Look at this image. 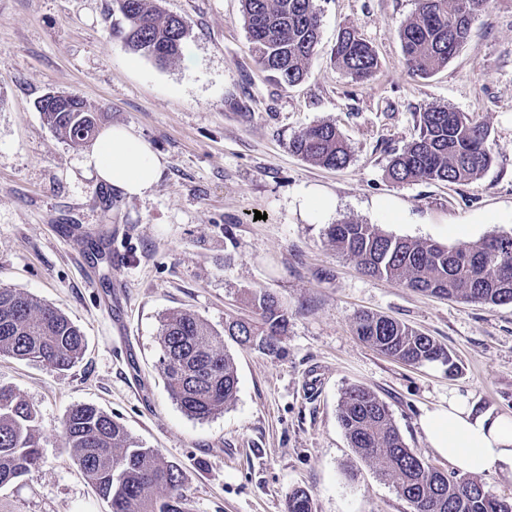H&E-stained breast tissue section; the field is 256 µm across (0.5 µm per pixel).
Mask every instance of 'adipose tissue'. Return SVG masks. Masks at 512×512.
I'll return each mask as SVG.
<instances>
[{"instance_id": "1", "label": "adipose tissue", "mask_w": 512, "mask_h": 512, "mask_svg": "<svg viewBox=\"0 0 512 512\" xmlns=\"http://www.w3.org/2000/svg\"><path fill=\"white\" fill-rule=\"evenodd\" d=\"M83 164L98 183L129 199L150 196L164 168L163 159L125 126L102 130ZM421 425L430 448L461 473L512 476V416L470 392L449 391L447 405L427 411Z\"/></svg>"}]
</instances>
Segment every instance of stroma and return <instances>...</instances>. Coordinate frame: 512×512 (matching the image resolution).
I'll return each instance as SVG.
<instances>
[{
	"label": "stroma",
	"mask_w": 512,
	"mask_h": 512,
	"mask_svg": "<svg viewBox=\"0 0 512 512\" xmlns=\"http://www.w3.org/2000/svg\"><path fill=\"white\" fill-rule=\"evenodd\" d=\"M152 2L188 22L195 68L129 51L114 35L125 23L114 0H0V287L60 310L86 340L67 371L0 357V384L38 413L42 456L0 488V512H111L67 444L63 420L79 404L177 464L187 512H286L298 487L313 512H411L350 448L340 396L354 384L374 391L407 446L452 472L420 418L452 389L512 415V304L442 300L370 277L327 229L353 220L450 247L512 234V0H490L456 56L427 78L408 72L398 37L419 0H317L320 39L305 79L288 89L250 55L242 0ZM346 27L377 54L367 82L332 60ZM49 92L79 96L102 127L133 128L165 162L154 193L116 192L102 204L85 145L60 139L37 109ZM431 107L488 127L492 163L478 179L388 178L394 152ZM321 122L344 135L345 167L289 151L296 133ZM306 187L335 195L326 223L294 208ZM383 196L403 202L413 223L373 210ZM254 290L287 307V355L229 343L235 403L205 420L187 416L162 372L163 318L188 309L220 330L228 316H249L244 296ZM361 311L434 337L457 372L377 353L355 333Z\"/></svg>",
	"instance_id": "obj_1"
}]
</instances>
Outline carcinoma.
<instances>
[{
  "label": "carcinoma",
  "mask_w": 512,
  "mask_h": 512,
  "mask_svg": "<svg viewBox=\"0 0 512 512\" xmlns=\"http://www.w3.org/2000/svg\"><path fill=\"white\" fill-rule=\"evenodd\" d=\"M248 50L278 84L288 88L305 76L320 33L315 0H242ZM128 22L123 32L136 53L165 64L182 55L187 22L164 15L149 0H116ZM488 0H419L415 17L398 36L412 73L429 76L448 64L467 40L470 25ZM334 62L353 81L376 73L371 46L355 31L340 32ZM67 112L44 119L67 142L81 144L98 128L99 115L83 99L70 96ZM489 131L481 122L448 108L420 113L418 134L391 159L388 176L397 183L419 180L463 184L481 176L492 162ZM303 160L342 168L349 160L344 137L334 123L301 130L289 144ZM336 249L375 278L441 298L487 304L512 303V235H496L462 247L400 238L374 224L343 221L328 227ZM253 316L224 320L216 330L190 310L169 314L161 328V364L172 398L189 417L207 419L236 397L238 375L225 339L281 357L288 308L273 294L252 292ZM357 335L379 353L407 365L440 361L448 374L457 364L433 337L382 315L356 316ZM85 336L61 311L13 288H0V356L70 369L83 355ZM338 420L350 447L378 472L396 482L412 512H505V500L425 462L404 442L388 406L372 391L351 385L339 401ZM63 427L75 461L111 512H186L182 472L157 449L134 440L112 416L91 404L74 406ZM37 413L13 389L0 384V488L31 473L41 462ZM287 512H313L308 491L288 493Z\"/></svg>",
  "instance_id": "obj_1"
}]
</instances>
